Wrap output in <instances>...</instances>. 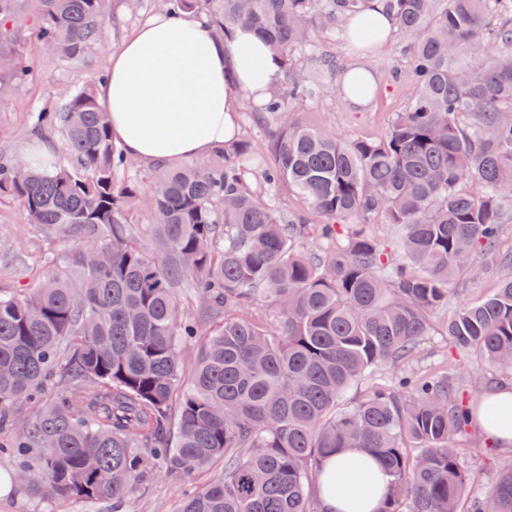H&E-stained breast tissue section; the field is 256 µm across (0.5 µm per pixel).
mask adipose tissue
I'll list each match as a JSON object with an SVG mask.
<instances>
[{
    "label": "adipose tissue",
    "instance_id": "obj_1",
    "mask_svg": "<svg viewBox=\"0 0 512 512\" xmlns=\"http://www.w3.org/2000/svg\"><path fill=\"white\" fill-rule=\"evenodd\" d=\"M107 73L98 97L113 141L127 156L159 165L208 157L233 139L244 104L269 98L279 63L251 29L217 38L201 16L159 12L110 54ZM469 423L488 445L512 451V383L483 391ZM388 492L378 460L346 448L319 479V512H379Z\"/></svg>",
    "mask_w": 512,
    "mask_h": 512
}]
</instances>
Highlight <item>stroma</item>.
Returning a JSON list of instances; mask_svg holds the SVG:
<instances>
[{"label":"stroma","mask_w":512,"mask_h":512,"mask_svg":"<svg viewBox=\"0 0 512 512\" xmlns=\"http://www.w3.org/2000/svg\"><path fill=\"white\" fill-rule=\"evenodd\" d=\"M105 8L114 22L108 40L89 48L79 60L67 61L46 50L32 37L34 8L31 0H23L13 24L28 34L23 57L30 74L27 79L15 82L0 92V156L21 158L30 147L42 143L53 149L58 163L69 164L70 158L62 149L61 134L37 132L34 112L53 107L60 86L82 87L89 75L103 69L109 52L116 50L146 19L163 11L164 2L138 0L132 7L128 0H105ZM412 45L411 36L396 31L386 46L372 54L370 65L380 84L368 109L354 110L340 94L327 93L316 102L299 107L296 115L300 122L328 129L348 139L380 134L391 114L406 108L413 92L408 83H395L390 78L393 69H409ZM51 250L61 253L65 246L38 225L26 223L16 201L0 198V290L17 292L34 287L43 271L44 255ZM511 251L512 224H507L503 227L496 253L479 258L481 274L460 279L454 302L474 301L490 294L508 273L507 267L501 265L500 257ZM404 369L415 372L450 370L460 391L471 400L480 395L484 379L494 372L479 353L452 351L447 336L440 332L426 337L419 353L406 367H386L374 381L366 380L354 386L346 396L347 402L363 399L372 382H391ZM462 458L475 478L473 490L477 493L488 490L502 468L512 464L511 452L484 445L472 431L464 440ZM186 490L187 482L183 478L166 472L155 474L138 486L127 512H178Z\"/></svg>","instance_id":"35a3bbf8"}]
</instances>
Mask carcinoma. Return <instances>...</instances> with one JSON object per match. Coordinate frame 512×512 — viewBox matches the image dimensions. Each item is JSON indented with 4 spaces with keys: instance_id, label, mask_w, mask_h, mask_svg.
<instances>
[{
    "instance_id": "1",
    "label": "carcinoma",
    "mask_w": 512,
    "mask_h": 512,
    "mask_svg": "<svg viewBox=\"0 0 512 512\" xmlns=\"http://www.w3.org/2000/svg\"><path fill=\"white\" fill-rule=\"evenodd\" d=\"M414 38L413 94L383 135L346 139L295 121L294 107L339 91L367 97L361 73L335 86L319 43L338 30L369 54L386 31L368 0H169L221 35L253 28L281 78L251 135L153 180V247L128 216L144 193L122 178L98 71L59 93L35 126L57 128L74 165L0 161V196L68 242L36 287L0 291V457L37 503L81 499L122 512L160 469L190 480L179 512H319L317 482L340 448L375 456L390 478L380 512H512V466L485 494L461 456L469 409L452 373L402 376L349 406L370 373L408 361L443 328L459 352L512 371V274L483 300L448 309L474 256L512 223V0H386ZM19 0H0V91L25 74ZM105 0H35L42 44L67 60L106 39ZM286 187L307 213H287ZM393 227L378 237L375 218ZM314 243L305 254L302 244ZM198 316L183 310L186 290ZM275 309L262 320L260 304ZM199 339L184 380L181 344Z\"/></svg>"
}]
</instances>
